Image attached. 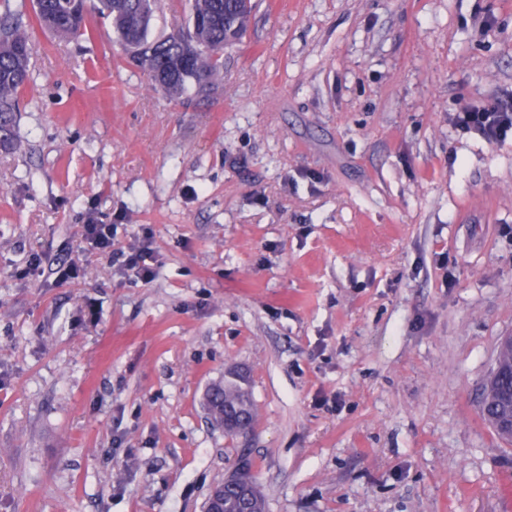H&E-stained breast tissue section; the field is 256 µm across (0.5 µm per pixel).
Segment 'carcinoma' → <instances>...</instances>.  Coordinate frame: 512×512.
I'll return each mask as SVG.
<instances>
[{
  "instance_id": "carcinoma-1",
  "label": "carcinoma",
  "mask_w": 512,
  "mask_h": 512,
  "mask_svg": "<svg viewBox=\"0 0 512 512\" xmlns=\"http://www.w3.org/2000/svg\"><path fill=\"white\" fill-rule=\"evenodd\" d=\"M33 0L36 21L45 29L66 37L90 39L91 15L109 23L129 60L141 69L155 88L173 98L208 96L224 79V47L245 35L253 11L252 0H184L187 24L177 31L149 38V28L161 0ZM35 45L21 20V10L3 0L0 13V131L18 98L31 80ZM494 370L482 394V412L495 423L501 397L512 394V343L499 346ZM211 421L224 426V411L245 410L252 425L255 412L245 379H226L206 394ZM235 475L246 486L248 499L229 491L224 512H266L264 496L253 473V460L241 451Z\"/></svg>"
}]
</instances>
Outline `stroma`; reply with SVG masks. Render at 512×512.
<instances>
[{
    "label": "stroma",
    "instance_id": "stroma-1",
    "mask_svg": "<svg viewBox=\"0 0 512 512\" xmlns=\"http://www.w3.org/2000/svg\"><path fill=\"white\" fill-rule=\"evenodd\" d=\"M23 12L0 512H202L243 449L266 512H507L480 400L512 335V140L454 116L512 93V0H256L219 90L177 101L109 25L76 42ZM86 224L150 234L154 279ZM230 369L244 436L203 404Z\"/></svg>",
    "mask_w": 512,
    "mask_h": 512
}]
</instances>
